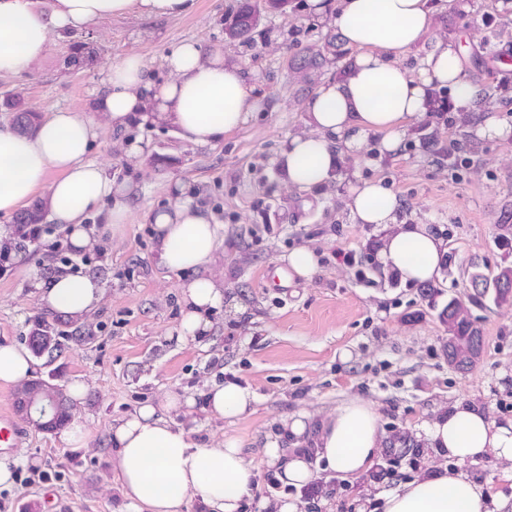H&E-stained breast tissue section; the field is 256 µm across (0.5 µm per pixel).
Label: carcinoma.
I'll return each instance as SVG.
<instances>
[{
    "label": "carcinoma",
    "instance_id": "1",
    "mask_svg": "<svg viewBox=\"0 0 512 512\" xmlns=\"http://www.w3.org/2000/svg\"><path fill=\"white\" fill-rule=\"evenodd\" d=\"M260 18V4L255 0H241L240 5L232 14L224 17V30L233 40L248 42L252 39ZM95 49L84 43L79 46L75 55L68 59L71 66H81L93 61ZM0 106L13 114V124L19 129L29 131L40 121L39 113L25 107L14 96L7 94L0 100ZM44 209L34 204L25 209L15 219L17 224V242L28 244L32 242V230L42 223ZM467 282L470 293L468 301L456 296H448V303L438 313L439 319L448 331V343L444 354L448 365L458 371L470 370L480 359L483 350V336L481 329L471 317L467 304H482L489 299L496 306L512 304V262H503L492 274H486L476 265L467 271ZM68 321L58 316L40 314L34 317L33 328L27 337L28 347L32 354L41 357L44 354L62 352L64 344L60 338L64 336L61 327ZM31 401L35 405L53 404L54 409L48 425L44 430L54 432L68 425L72 419V410L68 396L56 384L41 377L34 378L18 386L15 392V401ZM386 448L389 454L385 460L389 464L397 463L400 457H417L421 453V444L406 431L393 432Z\"/></svg>",
    "mask_w": 512,
    "mask_h": 512
}]
</instances>
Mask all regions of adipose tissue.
<instances>
[{"instance_id":"obj_1","label":"adipose tissue","mask_w":512,"mask_h":512,"mask_svg":"<svg viewBox=\"0 0 512 512\" xmlns=\"http://www.w3.org/2000/svg\"><path fill=\"white\" fill-rule=\"evenodd\" d=\"M192 0H0V76H12L43 60L53 33L85 29L126 15L177 17ZM312 20L331 30L355 51L341 75L320 80L305 101L304 126L291 136L278 157L285 184L314 191L338 180L342 156H357L369 135L381 137L384 152L397 153L410 124L428 111V91L446 87L460 108L475 112L480 136L495 139L505 129L481 117L483 89L465 79L451 43L431 41L434 14L428 0H309ZM169 80L154 81L144 58L130 55L112 65L107 83L94 102L115 132L130 125L173 128L189 143L223 141L246 124L252 113L270 108L257 91L243 62L221 46L202 49L186 41L165 57ZM96 136L93 116L60 110L32 132L0 127V215L15 216L42 198L52 222L69 233L72 248L89 244L84 224L111 200L107 223H125L131 187L114 186L89 157ZM195 188L178 184L164 207L148 210L154 258L158 266L181 275L185 310L183 336L210 327V313L224 294L209 273L216 261L222 225L194 202ZM348 207L357 223L379 227L383 236L376 257L402 280H437L448 247L427 224L399 219L402 203L379 180L349 189ZM36 287L46 312L76 321L99 305L100 275L59 270ZM255 401L250 387L229 378L205 393L208 417L224 420L249 414ZM187 402L168 395L163 404H144L112 429L116 454L111 460L116 485L133 512H188L199 501L205 512H240L253 485L254 466L240 442L224 439L206 447L193 442L185 426ZM283 448L266 441L264 462L276 469L281 492L269 498V512H298L287 487H299L315 474L299 454L315 449L327 469L347 479L369 471L384 446L379 416L371 403L354 398L324 419L286 417ZM430 447L458 462L490 456L512 464V424L503 425L481 410L458 404L425 428ZM490 496L468 475L445 468L426 471L396 488L377 494L371 512H490Z\"/></svg>"}]
</instances>
